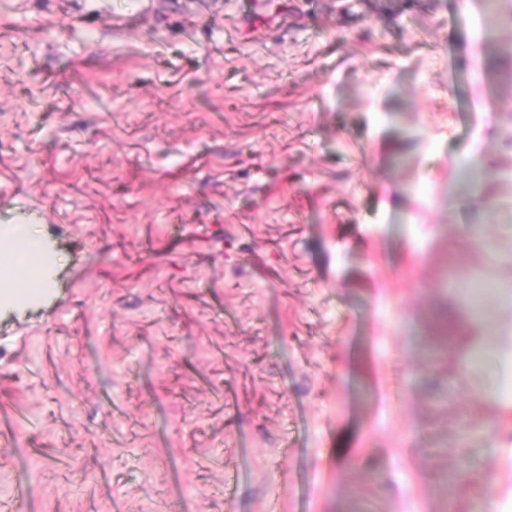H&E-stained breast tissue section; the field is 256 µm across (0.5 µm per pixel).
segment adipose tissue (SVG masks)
Listing matches in <instances>:
<instances>
[{
	"label": "adipose tissue",
	"instance_id": "adipose-tissue-1",
	"mask_svg": "<svg viewBox=\"0 0 512 512\" xmlns=\"http://www.w3.org/2000/svg\"><path fill=\"white\" fill-rule=\"evenodd\" d=\"M0 252L20 257L25 262L42 261L44 270L55 267L53 253L45 238L31 224L0 225ZM477 339L463 338L456 349L452 373L457 378H475L476 396L497 407L496 420L487 426L493 447L499 454L492 465L494 496L478 500L479 512H512V322L498 323L493 331L489 354L496 360V373L475 365L472 353Z\"/></svg>",
	"mask_w": 512,
	"mask_h": 512
}]
</instances>
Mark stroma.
<instances>
[{
  "mask_svg": "<svg viewBox=\"0 0 512 512\" xmlns=\"http://www.w3.org/2000/svg\"><path fill=\"white\" fill-rule=\"evenodd\" d=\"M482 0H0V512H469L482 402L427 358L512 142ZM468 481L443 492L451 470ZM1 254H13L27 264L40 259L42 279L36 288H14L15 284L1 277L0 306L16 304L43 294L49 288L48 273L55 268V259L48 241L36 230L34 224L0 225Z\"/></svg>",
  "mask_w": 512,
  "mask_h": 512,
  "instance_id": "obj_1",
  "label": "stroma"
}]
</instances>
